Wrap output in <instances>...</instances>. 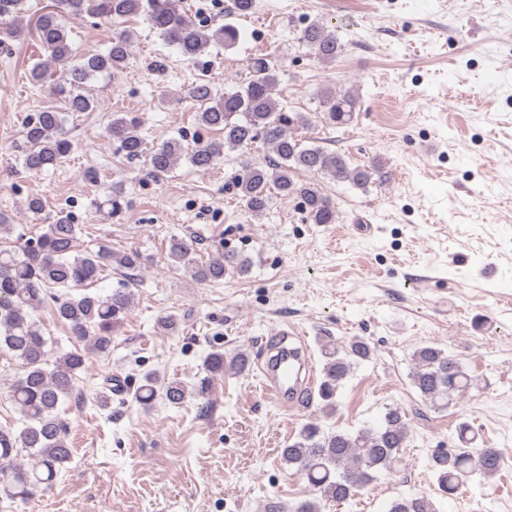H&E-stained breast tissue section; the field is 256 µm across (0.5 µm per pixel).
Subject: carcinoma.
I'll list each match as a JSON object with an SVG mask.
<instances>
[{"label":"carcinoma","mask_w":512,"mask_h":512,"mask_svg":"<svg viewBox=\"0 0 512 512\" xmlns=\"http://www.w3.org/2000/svg\"><path fill=\"white\" fill-rule=\"evenodd\" d=\"M53 10L40 15L34 25L35 37L47 52V61L32 70L38 83L50 82L70 112H91L97 101L85 91L86 83L102 73L121 70L129 57L132 35L121 31L104 52H87L74 59L64 17L90 14L115 21L143 15L162 39L176 47L189 62L196 63L211 45L234 46L240 39L238 28L226 23L218 29L192 20L181 0H54ZM299 40L310 48L315 59L333 62L341 49L336 34L313 23L300 31ZM251 76L242 86L217 95L212 83L203 80L189 89V97L199 105V122L209 130L224 134L222 140H197L185 146L167 140L147 147L141 124L135 117L120 114L112 118L108 132L129 159L149 156L151 172L161 177L186 158L194 167L206 170L216 164L224 149L242 148L258 140L268 146L272 157L264 167L244 165L233 177L240 199L247 210L261 214L272 202V191L300 199L307 220L313 224H334L337 213L331 201L311 182H300L294 173L304 171L326 175L337 182L367 185L379 166H351L339 154H329L318 146H307L294 136L295 130L312 128L313 120L302 112H288L277 97L278 67L261 55L252 59ZM323 122L341 127L353 121L356 98L348 91L327 90L321 94ZM22 167L38 173L56 166L72 149V141L62 129L60 113L43 110L28 119L24 132ZM16 225L0 214V356L16 360L22 372L9 387L12 404L22 426H0V498L12 503L25 502L37 493L51 490L58 474L71 461L68 443L69 423L61 406L80 402V373L91 354L106 355L112 349V327L131 310V285L141 268L138 252H115L108 247L77 250L78 225L59 216L45 232L28 239L15 233ZM169 254L200 280H221L243 275L251 267L247 256L235 251L219 252L207 261L196 258L194 241L174 238ZM119 268L125 280L106 295L92 294L88 288L101 280L103 272ZM52 303L55 315L67 328L72 343L69 350L55 351L32 313ZM323 379L318 395L321 409H335L337 390L353 366L371 356L363 339L352 340L341 350L322 345ZM412 385L433 405L459 403L472 389L480 387L463 362L433 344L417 347L412 355ZM211 373L228 368L237 373L249 367L247 354L226 359L213 351L204 361ZM124 387L112 386V378L99 393L98 403L107 408L112 396L124 403ZM186 385L165 382L154 372L145 373L133 392V399L145 409L162 400L172 406L187 397ZM460 448L439 451L432 457L439 489L454 493L459 485L477 474L494 475L502 456L496 448H473L476 440L470 426H458ZM408 422L405 411L386 409L381 422L355 434L325 433L315 421L306 423L296 440L282 449V457L296 468L320 493V498L299 503L294 512H321V501L342 502L368 485L374 474L391 470L400 462L405 447ZM388 512H435L431 499L423 494L392 501Z\"/></svg>","instance_id":"carcinoma-1"}]
</instances>
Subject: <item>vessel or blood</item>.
I'll return each mask as SVG.
<instances>
[{
    "label": "vessel or blood",
    "mask_w": 512,
    "mask_h": 512,
    "mask_svg": "<svg viewBox=\"0 0 512 512\" xmlns=\"http://www.w3.org/2000/svg\"><path fill=\"white\" fill-rule=\"evenodd\" d=\"M307 367L302 349L278 344L276 354L261 369L264 393L279 402L296 404L305 389L301 373Z\"/></svg>",
    "instance_id": "vessel-or-blood-1"
}]
</instances>
